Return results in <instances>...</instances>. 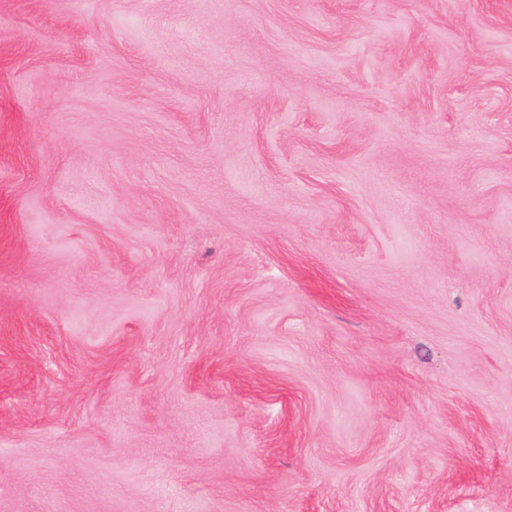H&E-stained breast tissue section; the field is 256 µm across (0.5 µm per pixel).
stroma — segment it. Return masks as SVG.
Returning a JSON list of instances; mask_svg holds the SVG:
<instances>
[{
	"label": "stroma",
	"instance_id": "stroma-1",
	"mask_svg": "<svg viewBox=\"0 0 512 512\" xmlns=\"http://www.w3.org/2000/svg\"><path fill=\"white\" fill-rule=\"evenodd\" d=\"M0 512H512V0H0Z\"/></svg>",
	"mask_w": 512,
	"mask_h": 512
}]
</instances>
